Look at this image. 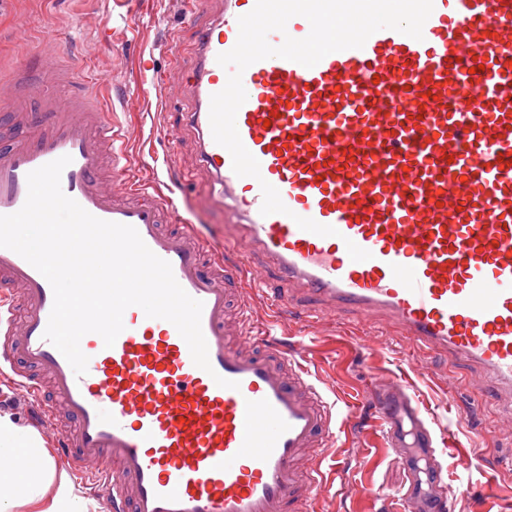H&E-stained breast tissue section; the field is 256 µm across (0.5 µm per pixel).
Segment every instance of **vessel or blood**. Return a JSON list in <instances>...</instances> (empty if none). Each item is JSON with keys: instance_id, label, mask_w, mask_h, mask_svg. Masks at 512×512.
<instances>
[{"instance_id": "obj_1", "label": "vessel or blood", "mask_w": 512, "mask_h": 512, "mask_svg": "<svg viewBox=\"0 0 512 512\" xmlns=\"http://www.w3.org/2000/svg\"><path fill=\"white\" fill-rule=\"evenodd\" d=\"M256 0H224L204 30L188 80L186 116L202 136L201 161L230 202L242 257L224 264L193 225L163 230L170 191L137 183L113 126L66 77L34 75L49 113L28 127L26 97L13 102L14 132L0 149V215L27 198V175L70 157L63 192L96 218L133 226L203 302L211 371L194 365L173 324L123 314L113 347L82 337L88 372L76 376L44 337L53 291L14 251L0 248V361L27 395L49 389L40 424L54 427L53 459L100 499L103 512H308L326 486L316 457L335 414L304 365L268 346L255 354L229 339L232 290L262 284L254 254L297 283L302 314L355 309L392 318L427 350L484 367L512 386V0H434L422 40L383 29L363 48L308 68L281 58L251 64L236 125L260 163L240 177L215 143L210 100L227 84L217 62ZM292 17L271 45L305 38ZM288 214L261 215L260 184ZM336 228L322 237L296 217ZM370 252L351 260L345 243ZM253 324L248 306L236 310ZM230 380L218 386L216 377Z\"/></svg>"}]
</instances>
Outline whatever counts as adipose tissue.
<instances>
[{
  "mask_svg": "<svg viewBox=\"0 0 512 512\" xmlns=\"http://www.w3.org/2000/svg\"><path fill=\"white\" fill-rule=\"evenodd\" d=\"M42 503L41 512H89L66 474L57 473L41 436L0 414V512Z\"/></svg>",
  "mask_w": 512,
  "mask_h": 512,
  "instance_id": "1",
  "label": "adipose tissue"
}]
</instances>
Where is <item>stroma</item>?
<instances>
[{
	"mask_svg": "<svg viewBox=\"0 0 512 512\" xmlns=\"http://www.w3.org/2000/svg\"><path fill=\"white\" fill-rule=\"evenodd\" d=\"M58 38L44 47L45 20ZM197 28L183 18L180 0H0V114L9 111L12 72L21 65L70 72L75 90L94 82L102 109L126 132L133 170L148 166L175 192L178 213L216 248L233 238L224 194L200 164L185 128ZM162 89L143 93L152 72ZM289 354H302L312 379L336 403L332 447L321 459L325 490L314 512H392L406 471L418 458L417 436L405 414L407 398L428 410L432 430L451 435L445 512H512V393L485 371L431 351L355 314L311 326L287 316L274 333ZM401 378L405 391L391 386ZM493 442L469 470L459 452ZM409 451L396 455L392 443Z\"/></svg>",
	"mask_w": 512,
	"mask_h": 512,
	"instance_id": "obj_1",
	"label": "stroma"
}]
</instances>
